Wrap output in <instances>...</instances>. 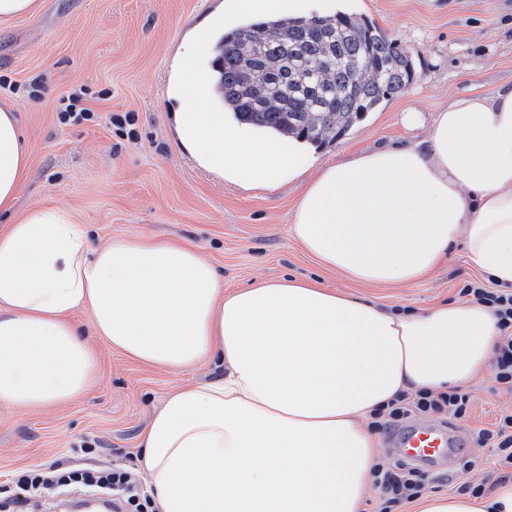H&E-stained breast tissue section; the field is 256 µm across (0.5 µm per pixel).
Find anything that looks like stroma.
<instances>
[{"label": "stroma", "instance_id": "stroma-1", "mask_svg": "<svg viewBox=\"0 0 512 512\" xmlns=\"http://www.w3.org/2000/svg\"><path fill=\"white\" fill-rule=\"evenodd\" d=\"M36 11L0 24V108L12 107L31 149L15 214L68 211L92 245L118 238L181 239L224 277L225 294L262 280L295 278L353 294L384 309L419 312L456 302L470 280L486 279L464 242L426 279L369 286L323 268L290 234L297 182L245 189L201 169L178 137L174 84L196 33L224 0H38ZM354 13L399 39L416 78L402 94L358 121L337 143L316 149L318 166L403 143L423 131L404 112H434L469 90L488 96L512 83V0H354ZM46 90L30 95L34 82ZM84 89L89 120L62 123L59 106ZM72 320L86 331L97 364L94 386L66 405L21 409L0 404V486L29 467L61 461L77 469L137 470L139 437L165 397L188 381L221 372L205 360L185 370L148 365L88 332L87 310ZM465 436L512 412V393L491 373L473 379ZM94 454H84V447ZM461 463L439 470L431 493H457L494 471L488 449L468 444Z\"/></svg>", "mask_w": 512, "mask_h": 512}]
</instances>
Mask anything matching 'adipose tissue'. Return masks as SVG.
<instances>
[{"instance_id": "adipose-tissue-1", "label": "adipose tissue", "mask_w": 512, "mask_h": 512, "mask_svg": "<svg viewBox=\"0 0 512 512\" xmlns=\"http://www.w3.org/2000/svg\"><path fill=\"white\" fill-rule=\"evenodd\" d=\"M28 147L0 108V214L12 212ZM292 237L363 284L426 277L464 240L471 263L512 285V85L461 94L425 138L320 169L293 209ZM137 360L224 373L174 390L141 439L160 512H361L380 462L370 415L403 392L467 384L490 365L491 310L454 302L385 310L299 280L225 295L224 279L175 240H112L57 208L0 234V402L66 404L96 360L70 319ZM418 512H512V481L486 498L429 495Z\"/></svg>"}]
</instances>
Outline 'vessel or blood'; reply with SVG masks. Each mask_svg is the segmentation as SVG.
Segmentation results:
<instances>
[{
	"label": "vessel or blood",
	"instance_id": "obj_1",
	"mask_svg": "<svg viewBox=\"0 0 512 512\" xmlns=\"http://www.w3.org/2000/svg\"><path fill=\"white\" fill-rule=\"evenodd\" d=\"M461 441L459 429L422 420L410 423L390 439L398 459L426 468L453 466Z\"/></svg>",
	"mask_w": 512,
	"mask_h": 512
}]
</instances>
